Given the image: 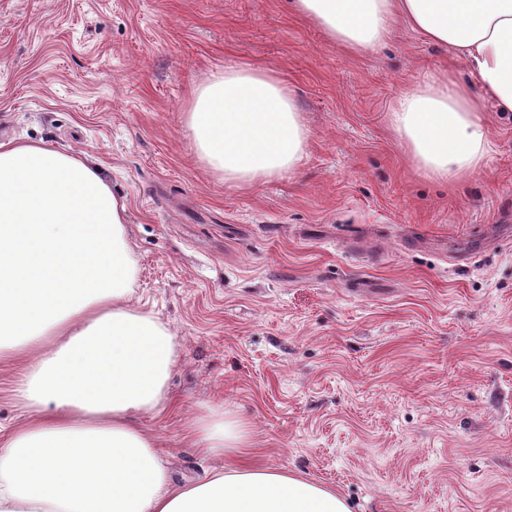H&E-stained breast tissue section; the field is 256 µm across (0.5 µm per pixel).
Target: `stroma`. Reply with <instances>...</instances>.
<instances>
[{"label":"stroma","mask_w":512,"mask_h":512,"mask_svg":"<svg viewBox=\"0 0 512 512\" xmlns=\"http://www.w3.org/2000/svg\"><path fill=\"white\" fill-rule=\"evenodd\" d=\"M398 25L359 56L288 0H0V141L91 158L128 204L132 298L180 344L174 407L141 427L175 481L220 469L185 437L223 406L257 466L350 512H512V115L489 163L416 173L401 89L451 61ZM248 65L292 87V172L225 186L184 123L192 89Z\"/></svg>","instance_id":"stroma-1"}]
</instances>
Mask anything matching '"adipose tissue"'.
Masks as SVG:
<instances>
[{
    "label": "adipose tissue",
    "instance_id": "adipose-tissue-1",
    "mask_svg": "<svg viewBox=\"0 0 512 512\" xmlns=\"http://www.w3.org/2000/svg\"><path fill=\"white\" fill-rule=\"evenodd\" d=\"M326 38L362 55L397 23L448 46L451 70L402 89L392 129L422 174L479 172L487 107L512 112V0H290ZM185 124L197 158L240 187L293 170L309 133L274 71L212 73ZM127 206L88 159L37 142H0V364L23 422L0 434V512H350L343 498L290 472L239 463L244 423L211 406L185 436L226 460L196 484L173 483L139 425L170 406L175 336L133 306Z\"/></svg>",
    "mask_w": 512,
    "mask_h": 512
}]
</instances>
